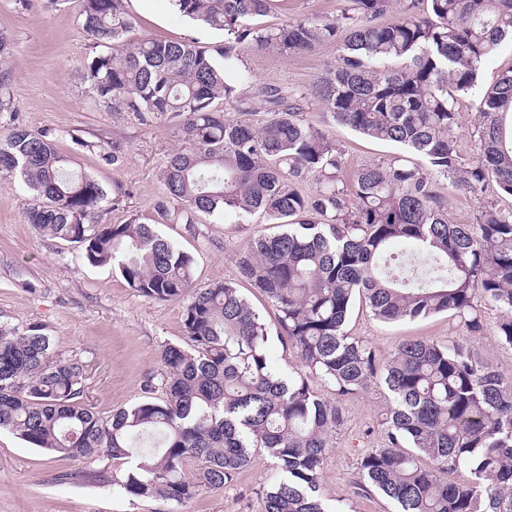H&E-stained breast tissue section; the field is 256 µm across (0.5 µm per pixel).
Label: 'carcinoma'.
Returning a JSON list of instances; mask_svg holds the SVG:
<instances>
[{"label": "carcinoma", "mask_w": 512, "mask_h": 512, "mask_svg": "<svg viewBox=\"0 0 512 512\" xmlns=\"http://www.w3.org/2000/svg\"><path fill=\"white\" fill-rule=\"evenodd\" d=\"M172 2L224 32V44H130L124 0H74L82 29L102 48L84 80L105 108L176 121L181 146L161 168L164 220L259 214L277 228L243 246L235 265L277 312L302 371L274 369L265 320L237 284L196 286L194 257L158 225L95 222L118 198L69 171L47 134L17 124L0 82V178L21 181L39 199L27 222L145 297H191L188 347L162 352L165 397L147 396L109 419L84 404L83 366L53 359L40 326L20 333L0 325V429L88 466L102 456L131 459L122 493L177 505L230 485L251 449L264 448L280 476L263 512H327L320 481L330 436L343 424L340 397L378 377L392 396L386 442L362 455L360 485L398 512H512V378L453 339L404 342L380 366L364 340L345 332L362 296L384 322L451 311L480 333L479 298L499 311L494 335L512 347V205L488 201L476 223L451 224L435 190L446 182L478 195L493 182L512 199V67L477 101L475 155L458 145L460 97L512 43V0H348L335 19L272 25L261 19L274 0ZM395 4L402 17L380 22ZM323 44L336 46L337 60L308 94L229 75L244 46L290 56ZM309 96L327 120L426 165L394 157L341 178L336 144L300 119ZM310 175L319 187L307 193L300 183ZM462 468L468 479L444 478Z\"/></svg>", "instance_id": "obj_1"}]
</instances>
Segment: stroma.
I'll use <instances>...</instances> for the list:
<instances>
[{
    "label": "stroma",
    "instance_id": "stroma-1",
    "mask_svg": "<svg viewBox=\"0 0 512 512\" xmlns=\"http://www.w3.org/2000/svg\"><path fill=\"white\" fill-rule=\"evenodd\" d=\"M133 27L128 42L144 38L191 39L204 47L224 36L179 15L169 0H128ZM0 31L11 41L12 57L0 65L23 127L49 132L72 169L91 175L117 205L102 215L106 224L131 218H156L164 192V159L179 148L174 122L142 121L130 112L97 105L81 76L96 53L66 0H0ZM240 66L251 82L309 89L336 60L333 46L283 57L242 48ZM326 126V125H325ZM342 153L344 176L366 164L402 155L397 145L365 139L347 127L326 126ZM116 142L126 159L115 166L104 158L105 143ZM36 199L20 183L0 180V325L22 332L41 325L52 340L54 357L82 364L84 401L107 418L143 399L149 382L158 380L166 345H185V301L161 302L127 286L110 267L84 263L77 249L37 231L26 214ZM253 217L244 222L200 216L194 224H165L161 231L195 258V282L203 286L236 281L241 294L265 319L269 356L280 372L297 371L295 352L280 336L275 310L250 283L239 279L236 252L252 237L267 232ZM498 311L484 307V330L468 332L450 313L416 321L386 323L375 319L363 298H356L345 329L364 339L379 362H386L406 340L439 343L462 340L481 360L512 376V348L494 334ZM344 423L332 436L321 494L329 512H396V506L359 484L362 454L384 443L383 422L389 393L380 381L344 396ZM126 461L99 458L93 475L81 465L29 447L7 430L0 431V512H261L264 489L277 477L271 455L253 451L247 467L221 491H207L179 506L161 499L125 496L116 486Z\"/></svg>",
    "mask_w": 512,
    "mask_h": 512
}]
</instances>
